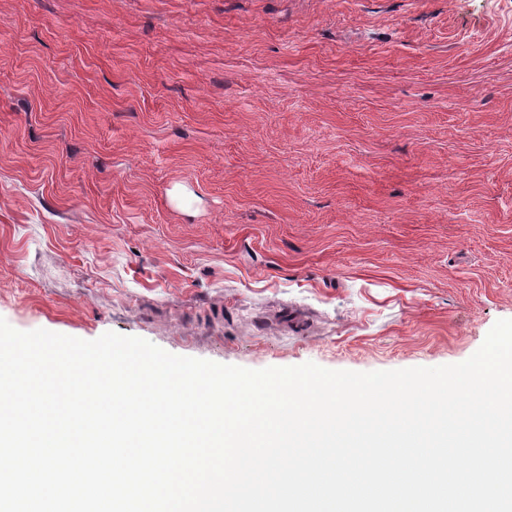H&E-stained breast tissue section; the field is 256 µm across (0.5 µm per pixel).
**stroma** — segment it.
Masks as SVG:
<instances>
[{
	"label": "stroma",
	"instance_id": "1",
	"mask_svg": "<svg viewBox=\"0 0 512 512\" xmlns=\"http://www.w3.org/2000/svg\"><path fill=\"white\" fill-rule=\"evenodd\" d=\"M0 318L467 360L512 319V0H0Z\"/></svg>",
	"mask_w": 512,
	"mask_h": 512
}]
</instances>
